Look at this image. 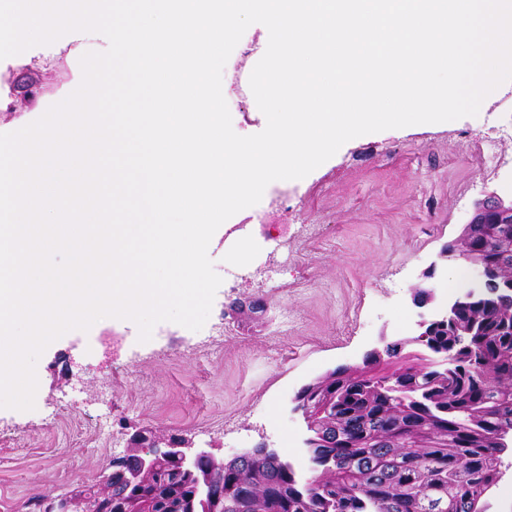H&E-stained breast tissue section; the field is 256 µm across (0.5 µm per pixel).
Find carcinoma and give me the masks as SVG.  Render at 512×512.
Wrapping results in <instances>:
<instances>
[{
  "instance_id": "1",
  "label": "carcinoma",
  "mask_w": 512,
  "mask_h": 512,
  "mask_svg": "<svg viewBox=\"0 0 512 512\" xmlns=\"http://www.w3.org/2000/svg\"><path fill=\"white\" fill-rule=\"evenodd\" d=\"M470 258L512 270V224H482ZM469 331L467 347L436 328L421 345L445 355L433 369L420 353L387 345L385 357L361 368H340L304 390L323 444L302 479L292 465L259 455L224 464L220 512H487L503 456L512 449V293L470 290L457 313ZM391 381L408 391L382 393ZM154 470L112 473V498L127 512L160 501L173 512L199 509L192 501L203 471L177 472L158 449Z\"/></svg>"
}]
</instances>
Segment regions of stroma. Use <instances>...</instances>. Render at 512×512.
<instances>
[{"label":"stroma","instance_id":"stroma-1","mask_svg":"<svg viewBox=\"0 0 512 512\" xmlns=\"http://www.w3.org/2000/svg\"><path fill=\"white\" fill-rule=\"evenodd\" d=\"M251 25L223 70L224 97L241 135L265 127L247 83L264 54ZM98 33L73 32L0 60V133L40 118L79 85L80 57L105 51ZM47 70L46 90L24 103L11 92L21 68ZM512 123V87L478 115L443 127L380 132L349 144L298 182L272 184L231 217L249 241L232 257L217 230L209 253L223 282L201 330L158 323L149 342L133 322L97 321L52 342L40 356L35 408H0V512L96 482L136 430L153 426L190 438L216 457L274 448L297 475L309 474L307 435L290 400L310 381L362 365L366 353L407 341L418 351L413 288L441 246L457 237L485 194L512 193V141L489 169L475 150L491 129ZM261 299L241 316L233 303ZM106 426L113 439L101 437Z\"/></svg>","mask_w":512,"mask_h":512}]
</instances>
